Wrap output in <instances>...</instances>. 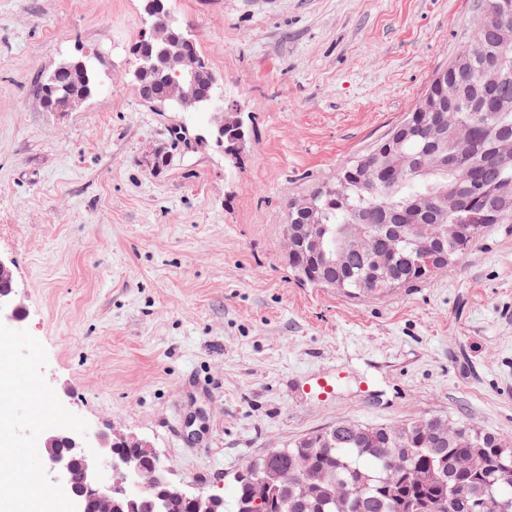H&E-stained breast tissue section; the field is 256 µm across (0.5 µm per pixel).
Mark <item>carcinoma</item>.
I'll list each match as a JSON object with an SVG mask.
<instances>
[{"label": "carcinoma", "mask_w": 512, "mask_h": 512, "mask_svg": "<svg viewBox=\"0 0 512 512\" xmlns=\"http://www.w3.org/2000/svg\"><path fill=\"white\" fill-rule=\"evenodd\" d=\"M479 0L470 35L448 65L460 86L458 99L415 121L403 140L383 138L361 158L342 164L336 177L306 193L320 224V246L305 240L288 247V267L314 288L350 299L379 298L385 281L407 290L434 280L471 250L494 224H512V161L500 162L512 142V43H495V29L512 26V7ZM494 66L497 84L485 89L480 71ZM52 73L41 99L52 111L67 110ZM440 120L443 139L428 123ZM408 159L409 171L390 170V151ZM446 166H428V151ZM446 192L457 200L448 212L419 213L414 204ZM464 230L443 246L449 261L430 273L414 262L413 241L430 226ZM362 234L369 246L350 247ZM260 469L267 481L253 477ZM220 512H512V441L444 416L394 425L343 419L274 448L235 477L231 509Z\"/></svg>", "instance_id": "cac0c4a2"}]
</instances>
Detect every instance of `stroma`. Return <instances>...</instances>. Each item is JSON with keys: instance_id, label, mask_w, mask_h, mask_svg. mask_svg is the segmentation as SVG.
<instances>
[{"instance_id": "stroma-1", "label": "stroma", "mask_w": 512, "mask_h": 512, "mask_svg": "<svg viewBox=\"0 0 512 512\" xmlns=\"http://www.w3.org/2000/svg\"><path fill=\"white\" fill-rule=\"evenodd\" d=\"M245 114L237 163L170 149L133 77L141 0H0V256L24 316L0 328L30 389L7 467L63 512L29 414L136 435L194 493L232 501L251 459L341 419L430 415L512 440V224L428 286L361 302L300 284L291 197L364 155L469 33L476 0H168ZM102 61L66 112L39 86ZM167 154L164 165L154 162ZM336 383L321 398L308 387ZM72 61L74 60L65 61L58 68H61L63 65ZM57 69L49 76V78L46 81L42 83L41 99L44 106L47 109H50L52 111H65L67 110L66 102L64 100L59 99L53 91V88L62 82L61 78L56 73Z\"/></svg>"}]
</instances>
